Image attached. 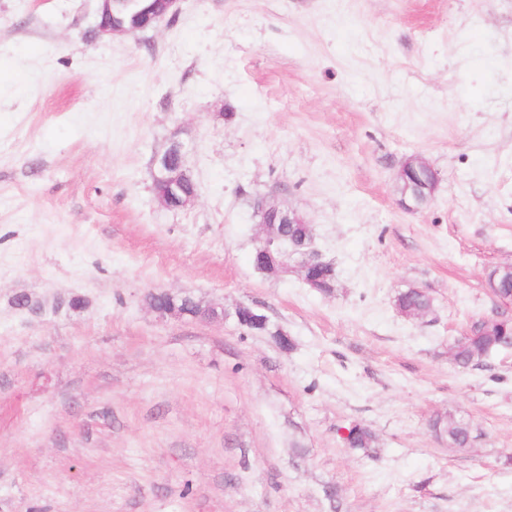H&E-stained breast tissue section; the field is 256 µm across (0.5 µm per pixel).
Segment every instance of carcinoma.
<instances>
[{
    "label": "carcinoma",
    "mask_w": 512,
    "mask_h": 512,
    "mask_svg": "<svg viewBox=\"0 0 512 512\" xmlns=\"http://www.w3.org/2000/svg\"><path fill=\"white\" fill-rule=\"evenodd\" d=\"M147 0H134L132 3L115 5L112 21L125 25L136 20L137 14L146 8ZM282 234L287 238L288 245L299 248L303 242H308L312 225L310 224H283L280 226ZM496 275L497 288L494 295L500 299L512 301V270L498 267L492 271ZM303 279H312L316 284V291L330 294L333 292L336 282V271L331 266L311 267L302 274ZM175 305L181 314L195 317L207 316L209 311L200 307L190 297L175 299ZM396 308L406 310L411 307L419 308L425 312L431 310L432 303L425 292L417 288H408L399 293L395 300ZM243 329L273 336L277 344L283 349L290 350L293 343L282 331L272 329L268 324L263 328L253 327L248 324ZM512 348V320L496 319L487 322L483 319L472 323L469 331L456 339L448 346V356L451 361L461 369H469L480 366L491 355ZM434 430L446 436L448 444L454 448H466L472 441V426L465 419L454 414L438 417L433 423ZM345 444L353 449L365 453L371 452L375 447L377 437L366 425L353 423L346 428L343 437Z\"/></svg>",
    "instance_id": "carcinoma-1"
}]
</instances>
